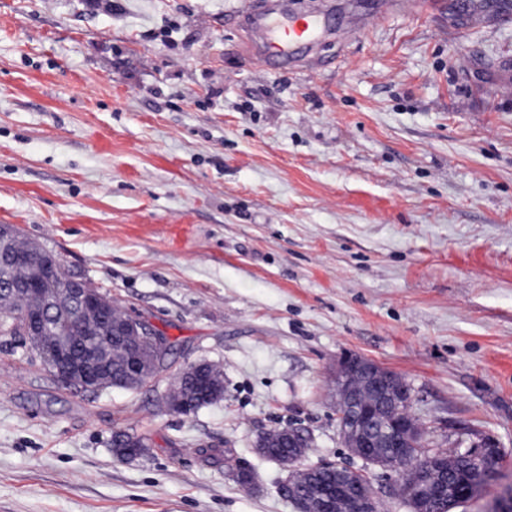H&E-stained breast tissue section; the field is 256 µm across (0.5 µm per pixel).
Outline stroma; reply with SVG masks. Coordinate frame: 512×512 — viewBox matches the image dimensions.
<instances>
[{
    "instance_id": "obj_1",
    "label": "stroma",
    "mask_w": 512,
    "mask_h": 512,
    "mask_svg": "<svg viewBox=\"0 0 512 512\" xmlns=\"http://www.w3.org/2000/svg\"><path fill=\"white\" fill-rule=\"evenodd\" d=\"M244 2L0 0V224L171 343L152 382L93 395L0 335V512H295L255 444L293 425L304 464L349 461L348 353L405 378L431 446L503 449L457 510L493 512L512 487V21L283 0L327 34L317 65L282 68ZM198 361L223 400L170 412ZM119 430L143 455L114 454Z\"/></svg>"
}]
</instances>
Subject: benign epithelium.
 <instances>
[{
    "instance_id": "benign-epithelium-1",
    "label": "benign epithelium",
    "mask_w": 512,
    "mask_h": 512,
    "mask_svg": "<svg viewBox=\"0 0 512 512\" xmlns=\"http://www.w3.org/2000/svg\"><path fill=\"white\" fill-rule=\"evenodd\" d=\"M48 252L35 244L27 251L25 262L37 271L45 268ZM15 259L8 251L0 255V281L6 285L3 293L19 291L28 298L24 308V336L34 345L50 352L56 379L64 386L81 393H94L109 374L105 357L108 345L105 341L117 339L125 349L127 375L133 376L144 386L155 374L149 368L151 350L162 354L168 351L163 337L141 316L130 315L123 324H112V336H91L84 341L85 354H73L71 344L47 319L63 313L69 321L83 323L103 314H110L108 303L86 287L87 280L81 274L55 265L52 273L57 287L42 288L40 282L31 279L28 287H13L12 269ZM209 362L200 361L181 369L176 383L182 384L192 377L204 376ZM338 416L344 418L339 431L344 447L360 459L363 466L329 464L336 468V486L312 500L296 496L294 484L303 475L314 472L312 466H299L294 460L283 462L290 468L284 488L288 496L297 497L296 512H336L340 501L347 512H380V498L369 488L368 468H390V464L410 460L408 449L415 445L418 434L413 430L415 420L406 415L413 402V391L398 373L381 364L356 354L341 357L334 371ZM487 460H495L500 449L483 439L466 450ZM478 486L459 487L448 496V482L421 481V490L412 504V512H439L438 503L460 507L476 496Z\"/></svg>"
}]
</instances>
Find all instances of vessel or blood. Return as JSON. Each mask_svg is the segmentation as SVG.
<instances>
[{
    "instance_id": "vessel-or-blood-1",
    "label": "vessel or blood",
    "mask_w": 512,
    "mask_h": 512,
    "mask_svg": "<svg viewBox=\"0 0 512 512\" xmlns=\"http://www.w3.org/2000/svg\"><path fill=\"white\" fill-rule=\"evenodd\" d=\"M241 18L264 52L283 64L303 62L307 49L325 30L321 18L281 13L270 0H246Z\"/></svg>"
}]
</instances>
